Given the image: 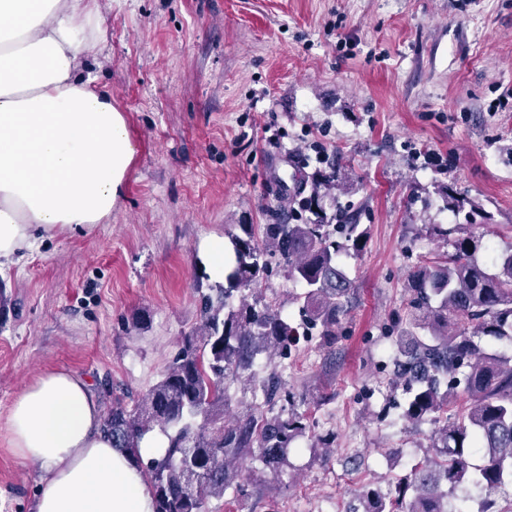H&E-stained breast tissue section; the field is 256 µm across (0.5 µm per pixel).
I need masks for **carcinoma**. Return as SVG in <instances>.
I'll return each instance as SVG.
<instances>
[{
    "instance_id": "obj_1",
    "label": "carcinoma",
    "mask_w": 512,
    "mask_h": 512,
    "mask_svg": "<svg viewBox=\"0 0 512 512\" xmlns=\"http://www.w3.org/2000/svg\"><path fill=\"white\" fill-rule=\"evenodd\" d=\"M337 178L333 169L312 185L315 205L296 223L228 233L224 282L197 289L199 322L166 372L133 406L117 400L103 416V431L143 470L155 512H210L211 499L229 488L245 494L233 463L256 459L263 474L282 480L292 442L314 429L295 410L281 369L311 338L333 347L346 336L355 287L345 261L371 232L351 212L327 214L319 190ZM425 229L453 251L408 275L390 325V380L403 388L406 426L434 424L432 444L421 464L386 486L361 483L354 512H465L474 492L484 495L480 512H491V495L512 485V351L481 344L512 346V247L490 251L486 265L476 257L483 236H458L455 224ZM273 260L303 289L296 321L256 296ZM234 385L251 403L230 417ZM155 430L167 447L145 460L139 443ZM476 456L482 463H472Z\"/></svg>"
}]
</instances>
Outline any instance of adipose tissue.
Here are the masks:
<instances>
[{"label":"adipose tissue","mask_w":512,"mask_h":512,"mask_svg":"<svg viewBox=\"0 0 512 512\" xmlns=\"http://www.w3.org/2000/svg\"><path fill=\"white\" fill-rule=\"evenodd\" d=\"M102 19L100 0H0V263L43 236L104 223L123 195L136 146L111 94L79 72L105 39ZM7 428L13 452L41 467L35 512H154L82 378L43 373Z\"/></svg>","instance_id":"obj_1"}]
</instances>
